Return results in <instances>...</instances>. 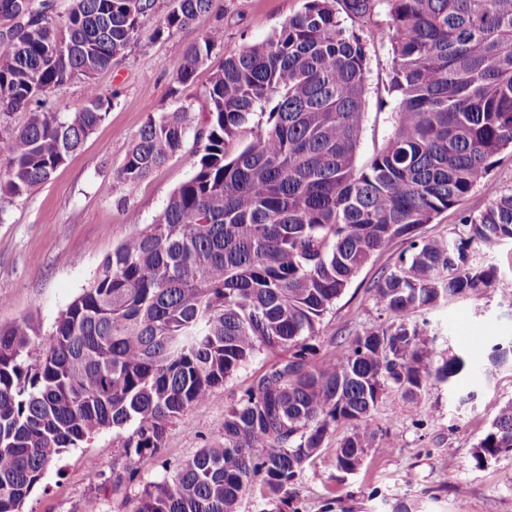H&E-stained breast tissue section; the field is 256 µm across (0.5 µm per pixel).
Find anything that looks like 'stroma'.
Wrapping results in <instances>:
<instances>
[{"instance_id":"obj_1","label":"stroma","mask_w":512,"mask_h":512,"mask_svg":"<svg viewBox=\"0 0 512 512\" xmlns=\"http://www.w3.org/2000/svg\"><path fill=\"white\" fill-rule=\"evenodd\" d=\"M303 0H214L209 14L190 27L152 38L143 31L128 54L98 76L112 95L105 120L83 147L51 180L24 196H0V325L32 320L41 337L51 333L56 317L91 281L103 258L140 225L154 223L172 193L195 171L205 122L206 89L225 55L263 41ZM391 22L386 0H378L367 16L345 19L367 50L365 120L358 161H365L390 137L397 102L391 90L392 50L380 38ZM224 29V48L214 53L193 82L181 85L176 70L186 47L207 29ZM183 109L187 133L181 150L136 188L124 190L116 175L148 118ZM512 192V150L498 154L487 177L455 207L442 212L422 232L453 237L463 215L479 210L496 196ZM138 224H130V214ZM402 243L374 257L326 314L314 344L318 352L335 350L355 332L383 323L371 286L393 267ZM474 263L493 266L497 277L485 295L461 298L427 314L439 348L459 352L468 343L458 321L469 331L497 343L512 338V242L493 254L476 249ZM259 355L232 380L193 406L173 425L161 453L139 462L141 483L172 478L176 467L199 449L224 443V409L275 363ZM479 357L459 388L432 383L419 401L386 395L371 418L377 431L371 452L354 475L337 471L335 449L342 432H334L321 455L296 484L292 505L276 512H391L393 504L414 503L416 512H512V453L476 464L475 446L489 428L499 405L512 399V366L485 376ZM472 393L469 404L461 394ZM115 430L108 429L68 448L49 467L23 512H129L122 496L113 494L110 477L124 460Z\"/></svg>"}]
</instances>
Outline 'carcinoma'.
<instances>
[{"mask_svg":"<svg viewBox=\"0 0 512 512\" xmlns=\"http://www.w3.org/2000/svg\"><path fill=\"white\" fill-rule=\"evenodd\" d=\"M375 2L305 0L273 36L225 57L206 90L195 172L158 219L105 257L47 339L27 319L0 325V512H22L64 449L108 428L130 464L155 456L172 424L263 352L289 356L224 410V446L124 497L132 512H237L257 489L284 503L330 432L345 430L335 456L348 475L372 450L386 394L415 401L431 381L454 386L471 372L472 352L437 351L429 321L411 316L492 285L496 270L469 250L512 241V193L462 217L452 240L420 229L512 148V0H387L394 131L359 166L367 53L339 12L361 18ZM211 6L167 0L155 33L186 29ZM51 8L0 0L13 22L0 42L1 196L47 183L104 121L111 96L96 76L138 41L158 0ZM223 46L219 27L190 43L177 83ZM74 78L84 105L51 111L47 95ZM185 133L179 110L148 119L117 182L135 188ZM397 240L406 248L372 285L392 320L317 355L325 315ZM487 358L511 365L512 340ZM506 452L512 401L473 457Z\"/></svg>","mask_w":512,"mask_h":512,"instance_id":"cac0c4a2","label":"carcinoma"}]
</instances>
